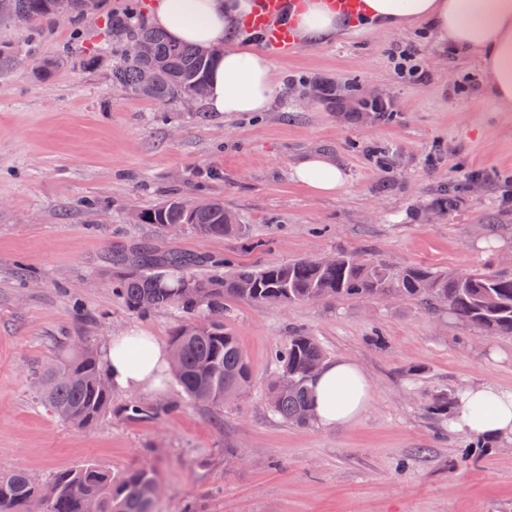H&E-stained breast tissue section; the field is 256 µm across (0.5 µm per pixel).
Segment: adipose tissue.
I'll use <instances>...</instances> for the list:
<instances>
[{
    "instance_id": "obj_1",
    "label": "adipose tissue",
    "mask_w": 512,
    "mask_h": 512,
    "mask_svg": "<svg viewBox=\"0 0 512 512\" xmlns=\"http://www.w3.org/2000/svg\"><path fill=\"white\" fill-rule=\"evenodd\" d=\"M254 9V0H158L154 23L171 39L224 47L209 77V111L266 112L278 95L269 57L239 39ZM288 18L307 45L326 43L355 28L401 31L427 25L436 46L482 63L489 94L502 110L512 112V0H362L354 20L331 0H295ZM292 177L317 196L337 194L346 185L343 168L321 153L302 158ZM101 361L113 390H154L168 367L169 350L156 337L133 328L109 338ZM309 390L312 417L325 428L352 421L371 399L363 370L344 358L326 361ZM449 425L472 438L512 437V389L486 381L464 387Z\"/></svg>"
}]
</instances>
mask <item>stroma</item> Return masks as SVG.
<instances>
[{
  "instance_id": "obj_1",
  "label": "stroma",
  "mask_w": 512,
  "mask_h": 512,
  "mask_svg": "<svg viewBox=\"0 0 512 512\" xmlns=\"http://www.w3.org/2000/svg\"><path fill=\"white\" fill-rule=\"evenodd\" d=\"M125 0H98L80 20L58 17L31 33L0 26V45L23 65L0 75V471L39 483L94 460L115 472L151 466L157 512H512V438L473 448L428 412L433 395L474 381L512 388V336H484L447 311L415 302L344 299L288 306L229 301L224 324L245 355L250 383L216 409L186 402L173 378L136 393L157 408L130 422L128 395L87 429L36 398L43 368L101 351L131 328L168 344L173 308L137 314L113 291L133 270L112 251L141 246L262 266L354 254L436 271L512 272V112L475 60L438 50L424 28L358 30L320 47L269 51L282 92L270 111L159 106L112 81L111 53L92 55L105 20ZM418 48L427 68L401 81L392 57ZM49 65L38 75L33 63ZM326 82L328 98L313 85ZM390 99L376 117L357 100ZM384 148L389 171L369 160ZM322 151L347 175L318 197L293 181L303 154ZM218 197L250 243L185 231L160 236L132 222L165 196ZM314 336L328 358H349L370 383L368 408L334 428L274 416L268 385L288 336Z\"/></svg>"
}]
</instances>
